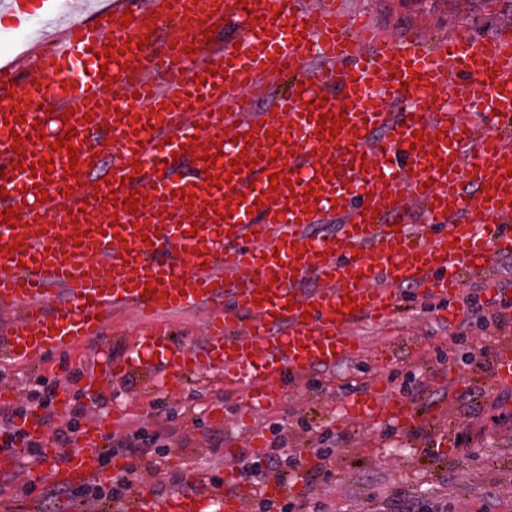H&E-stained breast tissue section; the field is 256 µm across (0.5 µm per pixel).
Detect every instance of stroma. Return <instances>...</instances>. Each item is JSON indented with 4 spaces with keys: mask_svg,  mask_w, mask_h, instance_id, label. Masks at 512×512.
<instances>
[{
    "mask_svg": "<svg viewBox=\"0 0 512 512\" xmlns=\"http://www.w3.org/2000/svg\"><path fill=\"white\" fill-rule=\"evenodd\" d=\"M339 5L392 39L412 33L428 39L451 33L493 37L512 28V0H339ZM393 291L401 306L391 327L367 321L355 326L362 344L358 358L291 381L268 408L245 412V392L210 386L204 371L175 386L164 384L160 372L150 380L134 374L109 385L103 395L109 406L125 408L150 433L155 408L144 403V391L150 381L160 382L156 401L165 402L170 426L188 438L173 449L184 462V475L193 468L206 469L210 434L221 438L228 458L249 448L252 436L261 437L266 449L252 451L251 459L264 468L268 449L283 444L303 448L311 433L330 431L338 438L330 462L333 479L328 485L312 481L305 512H366L372 502L379 512H388V496L399 492L415 512H512V393L491 394L479 385L456 400L448 398L449 368L476 371L481 345L512 342V327L485 333L473 328V335H485V342L456 346L452 334L468 316L463 299H453L455 312L444 317L418 289L397 285ZM145 327L134 311L116 313L104 323L105 351L81 348L37 365L0 362V372L18 393L29 379L39 377L49 385L60 369L81 371V380L65 391L76 406L86 400V382L127 355ZM375 381L385 383L387 393L426 410L449 405L440 422L448 446L431 447L426 432L414 437L397 428L388 436L368 420H346V399L353 391L369 390ZM216 410L222 423L212 420Z\"/></svg>",
    "mask_w": 512,
    "mask_h": 512,
    "instance_id": "obj_1",
    "label": "stroma"
}]
</instances>
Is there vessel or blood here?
<instances>
[{
  "instance_id": "vessel-or-blood-1",
  "label": "vessel or blood",
  "mask_w": 512,
  "mask_h": 512,
  "mask_svg": "<svg viewBox=\"0 0 512 512\" xmlns=\"http://www.w3.org/2000/svg\"><path fill=\"white\" fill-rule=\"evenodd\" d=\"M110 15L102 25L67 23L50 44L0 61V212L18 216L0 225V308L19 313L0 335V360L41 362L89 345L117 309L201 311V350L154 328L146 351L113 362L111 375L160 368L180 383L206 367L216 384L244 389L248 407L268 406L282 382L356 357L350 328L393 320L392 285L444 303L462 293L466 276L490 277L496 258L512 254L511 38L391 42L332 0L314 9L302 0H114ZM224 22L240 27L239 48L193 46V35ZM147 27L166 31L164 53L130 42V30ZM110 44L114 58L101 63ZM284 78L288 91L256 111ZM320 98L325 111L343 114L338 134L319 131ZM455 98L474 120L459 119ZM69 126L73 175L66 148L55 145ZM180 152L193 169L183 183L167 166ZM208 154L216 162L207 173ZM97 156L109 165L91 183ZM243 157L253 167L232 171ZM276 173L284 182L275 187ZM471 184L478 201L467 210ZM180 189L188 196L178 209L197 225L160 218L161 197ZM129 195L137 213L120 205ZM334 220L337 234H312ZM53 287L65 301L56 309ZM491 376L493 388L512 387L511 346L497 349ZM383 390L379 383L349 398L347 416L420 426L411 403ZM101 443L91 424L65 458L45 449L46 477L85 484L98 473ZM290 490L277 476L256 490L196 473L115 512H242L254 492L275 501Z\"/></svg>"
}]
</instances>
